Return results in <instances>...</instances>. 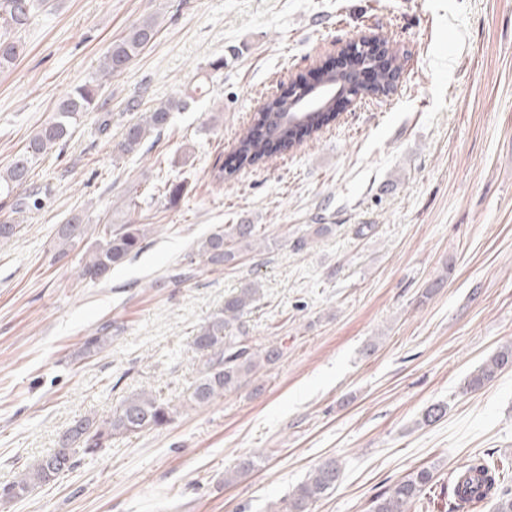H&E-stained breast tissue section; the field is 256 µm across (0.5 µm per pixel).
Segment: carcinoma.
<instances>
[{
  "mask_svg": "<svg viewBox=\"0 0 512 512\" xmlns=\"http://www.w3.org/2000/svg\"><path fill=\"white\" fill-rule=\"evenodd\" d=\"M36 0H0V70L10 68L20 54L15 35L28 27L34 18ZM157 33L151 20L132 26L122 39L112 43L100 64L101 77L122 73L131 60L145 48ZM394 68L376 73L375 88L370 93L391 92L402 63L398 51L388 48ZM100 84L87 81L73 88L57 104L51 117L28 138L24 147L14 155L5 169L0 171V209L20 214L27 209H38L41 200L35 193L23 194L20 188L27 182L33 166L60 146L71 134V129L86 113L97 109ZM208 89L197 85L184 97L161 103L143 112L131 122L118 143L120 154L139 150L153 136H159L171 123L172 112L184 109L188 101L207 95ZM288 104L273 99L261 110L262 119L243 129L238 136L235 159L237 167L220 164L211 172L212 180L224 182L236 171L253 166L273 155L278 146L296 145L292 129L282 122ZM97 229L98 239L88 248L76 271L81 282H102L112 270L143 248L150 233L149 225L131 220L123 224H97L92 226L86 215L76 214L61 225L55 244V255L68 256L79 243L89 236L90 228ZM261 228L256 224L218 225L184 256L183 266L173 270L169 278L180 280L192 267L206 265L224 267L235 264L242 252L251 251L262 243ZM261 298L259 284L249 283L224 299V308L197 329L192 346L199 354L198 375L191 385L188 402L191 406H205L225 392L240 387L261 369L275 364L282 356L281 348L272 344L256 349L250 343L246 317ZM112 341L110 326L104 325L85 337L81 353L90 358L101 353ZM512 368V344L498 347L464 379L462 392L472 393L493 381L504 370ZM173 419L169 405L145 391L134 392L121 400L111 414L96 419L84 416L71 422L52 452L36 459L9 486L5 495L17 498L28 496L35 488L47 485L60 474L73 469L80 459L93 457L109 447L112 439L127 434L156 430ZM68 461L59 469L53 466L57 457ZM338 460L328 458L318 463L307 479L296 486L281 506L273 512H311L312 506L330 494L341 475ZM433 479V474L422 469L390 487L372 502L371 512H410L415 499ZM493 500L495 512H512V491L501 486L499 469L487 461L471 463L457 472L448 512H468L474 504Z\"/></svg>",
  "mask_w": 512,
  "mask_h": 512,
  "instance_id": "carcinoma-1",
  "label": "carcinoma"
}]
</instances>
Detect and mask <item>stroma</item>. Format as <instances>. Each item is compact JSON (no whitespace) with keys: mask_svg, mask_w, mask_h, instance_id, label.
<instances>
[{"mask_svg":"<svg viewBox=\"0 0 512 512\" xmlns=\"http://www.w3.org/2000/svg\"><path fill=\"white\" fill-rule=\"evenodd\" d=\"M150 16L154 40L103 82L102 111L33 169L42 207L0 239V488L74 418L106 416L131 392L176 414L0 512H268L330 457L341 479L312 512H369L423 468L431 489L411 512H439L451 475L486 457L512 487V369L461 389L512 343V0H39L15 66L0 72V169ZM362 35L398 50L392 94L358 99L300 145L212 181L215 160L233 162L238 132L290 78ZM204 79L209 95L159 140L116 152L141 112ZM171 183L183 186L172 205ZM77 212L151 225L146 248L106 282L78 281L84 246L54 257ZM241 223L260 225L262 248L168 280L215 225ZM317 224L336 230L294 249ZM251 281L262 288L252 343L279 345L282 358L188 406L193 331ZM104 324L111 345L84 358L85 336ZM436 402L445 416L423 424ZM246 456L256 469L227 480Z\"/></svg>","mask_w":512,"mask_h":512,"instance_id":"obj_1","label":"stroma"}]
</instances>
